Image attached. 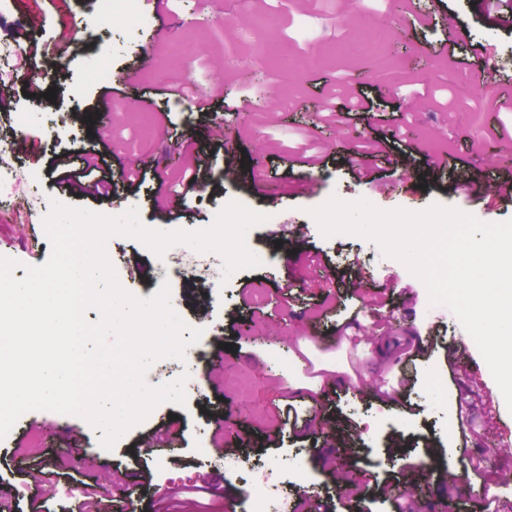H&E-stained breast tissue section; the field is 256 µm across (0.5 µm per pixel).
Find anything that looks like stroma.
Here are the masks:
<instances>
[{"label":"stroma","mask_w":512,"mask_h":512,"mask_svg":"<svg viewBox=\"0 0 512 512\" xmlns=\"http://www.w3.org/2000/svg\"><path fill=\"white\" fill-rule=\"evenodd\" d=\"M349 4L288 0L275 8L277 23L254 8L243 23H225L224 0H208L193 17L171 6L145 25L98 24L94 0H14L0 15V34L20 47L48 44L60 31L70 40L43 80L55 100L22 96L14 110L27 115L28 142L12 163L36 201L21 212L0 206V256L20 261L15 278L50 255L43 220L51 200L75 202L41 159L74 142L100 153L115 189L84 208L118 215L134 207L145 226L161 230L208 227L229 200L269 215L246 236L261 265L226 282L208 272L223 264L217 253H206L202 267L184 245L159 258L136 239L111 238L108 257L122 287L147 298L169 282L184 321L203 330L188 348L187 404L158 405L109 451L79 417L22 415L0 440V490L13 495L15 512H82L73 479L92 488L103 512H126L130 501L137 512H242L253 472L269 465L279 470L276 493L289 512H391L397 488L410 481L421 486L416 512H483L479 480L459 491L448 471L477 457L497 479L512 477V446L498 434L505 400L458 319L433 311L423 283L376 243L323 237L308 214L334 194L384 210L437 202L485 222L512 219V199L489 212L481 198L486 186L512 180L501 139L512 134V109L500 105L512 98V19L484 17L476 0H405L398 14L386 0H360L355 11ZM423 15L435 18L434 28L419 27ZM103 58L112 79L94 76ZM258 65L268 83H254ZM206 75L207 93L167 96ZM349 90L366 93L375 111H346ZM262 98L274 99L275 109H255ZM166 109L174 128L160 123ZM14 112L0 111V139L13 130ZM398 114L406 141L391 143L388 160L354 177L347 158L365 141H388ZM215 115L224 127L220 147L204 135ZM410 144L420 150L411 170L427 175L412 191L400 186ZM441 155L443 172L430 173ZM229 158L253 168L254 178L228 177ZM137 161L153 170L130 192L122 174ZM192 163L198 186L164 205ZM310 179L311 195L302 189ZM275 229L293 240L291 253L275 247ZM461 337L480 378L457 369ZM387 340L396 346L376 365L364 348ZM412 352L413 377L392 393ZM437 383L447 386V401L435 398ZM288 404L305 429L291 428ZM323 420L341 421L346 438L323 433ZM166 435L172 445L157 444Z\"/></svg>","instance_id":"35a3bbf8"}]
</instances>
